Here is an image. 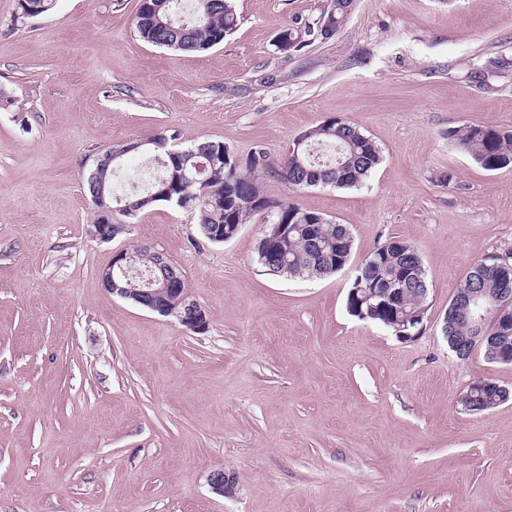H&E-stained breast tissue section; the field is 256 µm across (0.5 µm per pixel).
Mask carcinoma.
<instances>
[{"instance_id":"1","label":"carcinoma","mask_w":512,"mask_h":512,"mask_svg":"<svg viewBox=\"0 0 512 512\" xmlns=\"http://www.w3.org/2000/svg\"><path fill=\"white\" fill-rule=\"evenodd\" d=\"M180 0H140L134 18L137 37L149 44L184 52H203L220 45L239 25L233 0H190V8L173 28L163 25L167 16H180ZM320 36L319 28L308 22L292 25L277 34L276 49L281 53L300 51ZM448 139L486 170H497L512 165V130L493 126L463 125L448 129ZM166 137H154L149 150L157 153L159 178L146 192L132 191L118 199L112 193V178L121 169L123 159L112 163V168L98 175L105 185V203H132L133 211H122L125 216L137 215L163 198L154 192L163 180L169 179L174 167L184 169L188 180L181 193L174 194L171 205L182 200L184 210L194 214L200 233L213 224L224 225L229 233L234 226H242L250 218L261 215L269 224L288 225L287 256L277 262L269 259L262 241H257L255 260L266 274L275 277L320 278L336 273L335 260L341 257L336 243L343 236V227L326 221L318 223L319 213L307 210L294 201L274 199L262 189L266 173L262 170L265 148L252 149L247 163L233 168L226 161L208 166L207 180H196L194 162L197 152L203 150L212 156L227 150L221 141L203 140L181 150L182 157L171 160L167 155ZM294 152L281 164V181L288 190L297 193L314 187L338 189L355 188L363 184L382 160L381 149L371 137L353 124L339 118L327 119L304 131L292 141ZM503 259L488 256L470 268L459 288L501 287L504 272ZM360 285L369 290L383 288L390 283L403 285L394 299L373 300L378 309L367 320L391 332L403 325L420 309L421 281L427 280L425 269L414 245L403 240H391L371 252L361 263L357 273ZM491 336H504L502 351L512 354V326L489 325ZM503 399L495 383L479 380L473 388L471 400L463 405L467 411L481 412L496 407Z\"/></svg>"}]
</instances>
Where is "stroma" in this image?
Masks as SVG:
<instances>
[{"label":"stroma","mask_w":512,"mask_h":512,"mask_svg":"<svg viewBox=\"0 0 512 512\" xmlns=\"http://www.w3.org/2000/svg\"><path fill=\"white\" fill-rule=\"evenodd\" d=\"M330 0H234L240 22L200 53L133 31L138 0H0V512H512V401L457 402L512 365L449 349L442 319L472 263L512 258V166L488 171L448 138L512 130V0H355L335 37L273 42ZM358 126L382 163L305 209L347 226L346 267L274 277L261 217L224 243L159 203L92 238L85 174L102 150L163 132L280 158L324 120ZM413 244L430 293L403 340L351 316L356 267ZM149 246L208 313L187 331L103 288L121 249ZM233 473L234 496L210 472Z\"/></svg>","instance_id":"obj_1"}]
</instances>
